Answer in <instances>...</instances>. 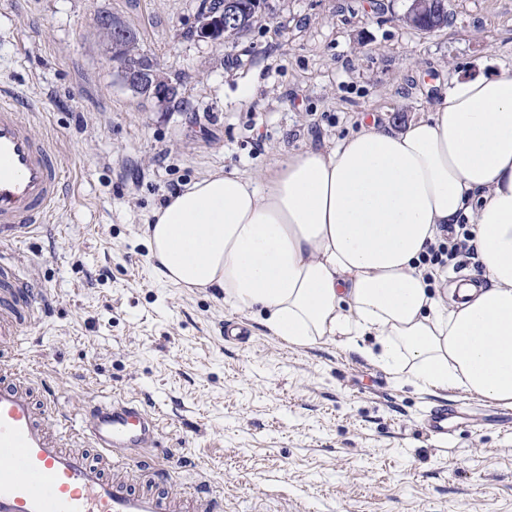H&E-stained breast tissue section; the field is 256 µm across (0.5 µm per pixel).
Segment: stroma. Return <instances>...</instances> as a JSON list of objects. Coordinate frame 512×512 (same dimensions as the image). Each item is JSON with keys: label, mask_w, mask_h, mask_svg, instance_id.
Segmentation results:
<instances>
[{"label": "stroma", "mask_w": 512, "mask_h": 512, "mask_svg": "<svg viewBox=\"0 0 512 512\" xmlns=\"http://www.w3.org/2000/svg\"><path fill=\"white\" fill-rule=\"evenodd\" d=\"M209 3L0 0V90L65 169L50 223L0 248L46 296L0 358L53 391L58 420L104 396L158 409L179 456L169 492L202 475L224 512H512V406L290 345L213 291L161 282L144 241L170 185L326 148L365 115L402 127L455 78L512 67V0H448L433 32L404 22L410 0H265L221 44L195 32ZM102 14L138 31L176 98L121 85ZM232 317L248 344L225 341ZM442 405L458 418L438 440L421 415Z\"/></svg>", "instance_id": "35a3bbf8"}]
</instances>
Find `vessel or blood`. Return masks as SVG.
<instances>
[{
  "mask_svg": "<svg viewBox=\"0 0 512 512\" xmlns=\"http://www.w3.org/2000/svg\"><path fill=\"white\" fill-rule=\"evenodd\" d=\"M64 170L49 139L36 135L16 103L0 100V235L23 238L45 223ZM42 303L0 262V329L35 323ZM53 398L38 394L21 368H0V512H223L208 481L188 497L163 495L169 471L131 456L163 448L155 411L132 399L96 402L79 425L51 423ZM449 411H427L424 431L448 434ZM96 456H89V449Z\"/></svg>",
  "mask_w": 512,
  "mask_h": 512,
  "instance_id": "b4317fda",
  "label": "vessel or blood"
}]
</instances>
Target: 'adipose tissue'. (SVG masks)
<instances>
[{
    "mask_svg": "<svg viewBox=\"0 0 512 512\" xmlns=\"http://www.w3.org/2000/svg\"><path fill=\"white\" fill-rule=\"evenodd\" d=\"M452 224L471 225L480 272L450 298L419 260ZM144 235L159 278L219 293L271 335L512 405L511 70L450 82L403 128L366 123L260 173H213Z\"/></svg>",
    "mask_w": 512,
    "mask_h": 512,
    "instance_id": "adipose-tissue-1",
    "label": "adipose tissue"
}]
</instances>
